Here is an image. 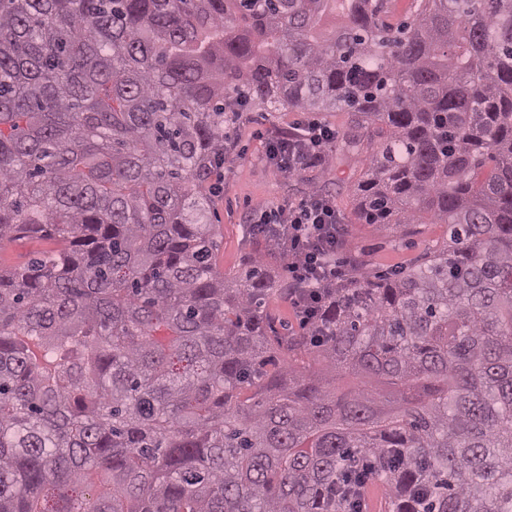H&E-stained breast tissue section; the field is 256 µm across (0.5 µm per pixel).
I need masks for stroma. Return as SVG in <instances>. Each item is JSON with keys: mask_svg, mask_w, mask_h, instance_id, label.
I'll use <instances>...</instances> for the list:
<instances>
[{"mask_svg": "<svg viewBox=\"0 0 512 512\" xmlns=\"http://www.w3.org/2000/svg\"><path fill=\"white\" fill-rule=\"evenodd\" d=\"M302 113L296 109L253 108L241 113L234 145L224 156L221 179L212 181L213 205L209 219L219 233L218 264L224 272H238L254 252L246 219L257 204L277 208L298 203L311 189H318L336 206L351 234L346 252L363 258L370 273L406 270L421 262L424 254L447 237L443 224H419L396 228L392 224H365L355 211V189L363 177V166L348 159L340 166H317L295 175L280 172L263 155L256 130H285Z\"/></svg>", "mask_w": 512, "mask_h": 512, "instance_id": "stroma-1", "label": "stroma"}]
</instances>
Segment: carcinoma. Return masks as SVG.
Segmentation results:
<instances>
[{
  "instance_id": "cac0c4a2",
  "label": "carcinoma",
  "mask_w": 512,
  "mask_h": 512,
  "mask_svg": "<svg viewBox=\"0 0 512 512\" xmlns=\"http://www.w3.org/2000/svg\"><path fill=\"white\" fill-rule=\"evenodd\" d=\"M0 0V512H512V0ZM344 110L366 224L448 225L281 336L216 262L238 114ZM342 373L394 386L389 407ZM49 247L51 245L31 238L4 240L0 245V259H4L7 266H16ZM330 387L336 390V396L347 395L357 387L380 392L386 397H389L392 392V387L387 384L385 379L376 377L360 378L349 374L336 377V380L331 382Z\"/></svg>"
}]
</instances>
